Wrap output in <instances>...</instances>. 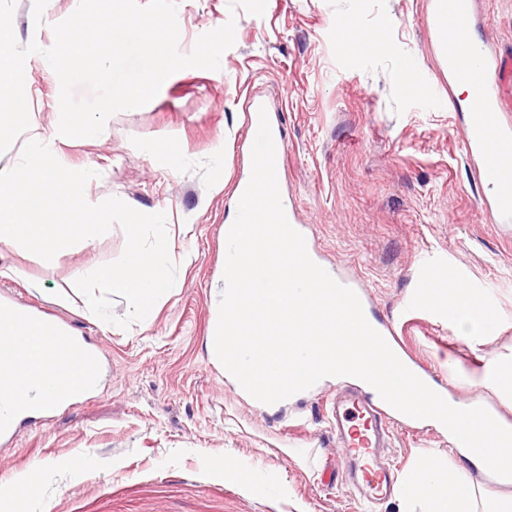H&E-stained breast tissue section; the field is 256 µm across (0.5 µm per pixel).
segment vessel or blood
<instances>
[{
  "label": "vessel or blood",
  "instance_id": "b4317fda",
  "mask_svg": "<svg viewBox=\"0 0 512 512\" xmlns=\"http://www.w3.org/2000/svg\"><path fill=\"white\" fill-rule=\"evenodd\" d=\"M470 13V0H442L438 12L430 17V26L445 27L455 34L446 48L448 73L457 84L467 87L478 103L469 115L465 149L492 191L489 209L507 224L512 222V126L504 122L503 112L507 105L505 89L512 85V54L489 59L484 43L465 37ZM0 318L16 328L44 325L41 343L45 350H53L59 340H66L68 351L58 369L78 372L83 379L76 392H60L25 376L18 366V344L0 345V381L11 390H30L24 404L6 396L0 398V440L7 442L15 434L20 415L50 414L73 395L92 393L102 377L103 364L99 351L84 337L65 333L60 322L34 313L13 298L0 300ZM329 414L336 441L350 463L347 481L359 489L364 502L390 498L397 490L395 472L382 462L380 450L390 441L393 423H408V416L383 401L376 390L360 385L337 389L329 401Z\"/></svg>",
  "mask_w": 512,
  "mask_h": 512
}]
</instances>
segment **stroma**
I'll return each instance as SVG.
<instances>
[{
    "instance_id": "35a3bbf8",
    "label": "stroma",
    "mask_w": 512,
    "mask_h": 512,
    "mask_svg": "<svg viewBox=\"0 0 512 512\" xmlns=\"http://www.w3.org/2000/svg\"><path fill=\"white\" fill-rule=\"evenodd\" d=\"M229 0H179L178 48L235 19V44L219 70L171 75L147 105L108 120L97 141L58 143L67 168L95 169L90 202L122 199L144 213L162 212L178 264L171 294L150 326L103 324L70 285L78 270L117 260L120 226L57 253L52 261L0 248V298L58 317L100 348L104 375L94 393L75 398L50 420L24 419L0 445V497L21 473L41 477L23 512H397L395 501L368 505L343 478L347 460L322 402L327 382L274 414L247 401L205 355L211 299L223 284L224 226L234 218L235 183L246 171L243 106L266 104L286 146L279 172L283 196L312 247L353 279L377 313L397 318L415 304L402 337L409 353L459 400L478 399L512 416L475 378L493 361H512V223L484 210L489 187L463 145L471 104L449 94L429 23L431 0H267L263 16H230ZM74 0H15L20 44L48 45L51 24ZM382 31L386 48L366 55L341 39L344 21ZM475 37L496 54L512 52V0H475ZM410 58L416 94L396 74ZM38 135H53L60 84L28 60ZM160 143L177 145L174 158ZM221 191H214L215 183ZM455 273L490 308L496 323L481 342L463 339L441 297L423 283L435 267ZM69 294L61 305L59 294ZM306 422L289 431L285 415ZM448 447L435 427H395L385 459L395 470ZM232 454L257 471L260 489L225 483L213 461Z\"/></svg>"
}]
</instances>
